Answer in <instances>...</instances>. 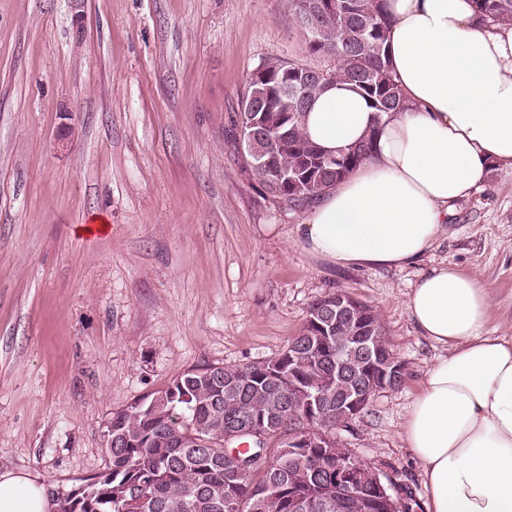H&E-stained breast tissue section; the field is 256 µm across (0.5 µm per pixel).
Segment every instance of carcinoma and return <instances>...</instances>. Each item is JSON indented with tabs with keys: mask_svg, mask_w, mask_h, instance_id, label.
<instances>
[{
	"mask_svg": "<svg viewBox=\"0 0 512 512\" xmlns=\"http://www.w3.org/2000/svg\"><path fill=\"white\" fill-rule=\"evenodd\" d=\"M294 23L305 50L336 61L324 68L274 59L265 82H248L235 124L257 122L260 147L269 164H249L268 194L293 207L315 202L372 152L367 139L338 155L314 145L303 130L311 103L334 83H348L381 118L404 107L388 57L385 0H336L323 12L316 0H292ZM483 15L512 22V0H477ZM288 72V100L271 90ZM353 302L329 329L311 317L336 311V298ZM353 336H371L373 347L395 358L376 311L347 293L316 299L299 334L277 356L242 366L192 369L165 389L112 413L117 446L107 449L109 465L93 476L101 500L98 512H293L290 501L310 504L308 512H411L409 499H385L374 484L375 467L361 461L336 437L368 404L350 408L358 379L337 370L363 362ZM260 426L263 440L250 435L227 440L242 419ZM324 432L319 448L284 447L282 437ZM351 465L356 495L336 490V468Z\"/></svg>",
	"mask_w": 512,
	"mask_h": 512,
	"instance_id": "cac0c4a2",
	"label": "carcinoma"
}]
</instances>
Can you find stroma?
Instances as JSON below:
<instances>
[{
    "label": "stroma",
    "mask_w": 512,
    "mask_h": 512,
    "mask_svg": "<svg viewBox=\"0 0 512 512\" xmlns=\"http://www.w3.org/2000/svg\"><path fill=\"white\" fill-rule=\"evenodd\" d=\"M273 58L309 59L290 0H0V473L84 484L109 464L113 412L188 370L278 355L341 290L405 366L341 441L426 512L402 424L442 349L405 299L455 264L512 336V170L492 168L416 263L312 256L305 209L265 193L231 137Z\"/></svg>",
    "instance_id": "stroma-1"
}]
</instances>
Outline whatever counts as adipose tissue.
<instances>
[{"label": "adipose tissue", "mask_w": 512, "mask_h": 512, "mask_svg": "<svg viewBox=\"0 0 512 512\" xmlns=\"http://www.w3.org/2000/svg\"><path fill=\"white\" fill-rule=\"evenodd\" d=\"M391 72L403 110L377 117L346 83L304 119L335 154L372 138L371 156L307 213L299 245L344 266L420 260L452 205L512 169V24L474 0H387ZM406 308L445 353L427 371L403 424L427 512H512V336L487 330L492 297L456 266L433 267ZM45 487L0 473V512H48Z\"/></svg>", "instance_id": "1"}]
</instances>
